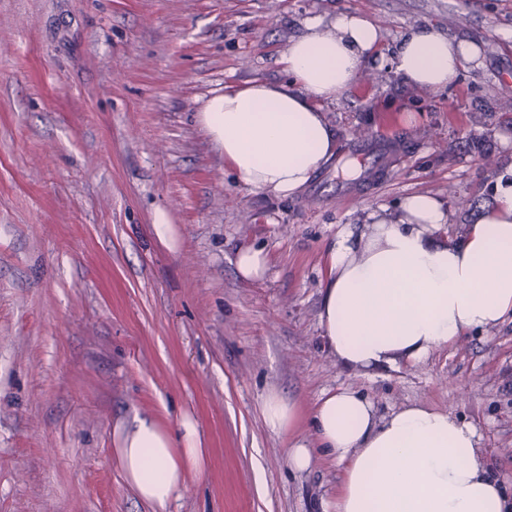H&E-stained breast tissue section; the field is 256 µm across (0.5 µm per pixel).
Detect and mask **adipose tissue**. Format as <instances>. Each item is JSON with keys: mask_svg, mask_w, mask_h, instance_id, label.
<instances>
[{"mask_svg": "<svg viewBox=\"0 0 512 512\" xmlns=\"http://www.w3.org/2000/svg\"><path fill=\"white\" fill-rule=\"evenodd\" d=\"M304 27L282 55L288 82L228 87L203 110L243 186L277 197L296 194L334 156L323 106L358 81L380 40L356 13L311 17ZM478 55L475 43L419 27L402 36L393 66L407 85L440 91ZM495 198L452 243L439 235L448 209L428 193L405 196L393 212L369 211L359 238L338 234L319 324L339 364L415 362L512 314V164L497 176ZM312 426L321 450L344 466L334 512H512L476 428L449 411L412 403L381 415L344 387L320 400ZM205 460L191 418L171 432L138 416L119 431L116 463L151 512H168Z\"/></svg>", "mask_w": 512, "mask_h": 512, "instance_id": "ef3b65f1", "label": "adipose tissue"}]
</instances>
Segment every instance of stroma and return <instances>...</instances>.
<instances>
[{"mask_svg":"<svg viewBox=\"0 0 512 512\" xmlns=\"http://www.w3.org/2000/svg\"><path fill=\"white\" fill-rule=\"evenodd\" d=\"M340 12L381 38L323 107L334 157L291 197L248 190L207 101L287 80L289 40ZM420 26L482 47L446 90L390 66ZM364 149L382 160L368 176ZM511 164L512 0H0V512H150L114 458L115 425L144 415L190 416L207 450L171 512H332L342 469L310 421L341 387L382 415L416 402L471 422L511 498V319L372 370L339 364L319 324L341 229L430 193L456 241ZM341 177L356 196H337ZM248 247L262 279L237 272ZM270 396L291 427L266 426ZM299 440L315 450L302 472ZM237 271L246 280H257L263 277L267 268V257L261 250L243 249L237 257Z\"/></svg>","mask_w":512,"mask_h":512,"instance_id":"stroma-1","label":"stroma"}]
</instances>
